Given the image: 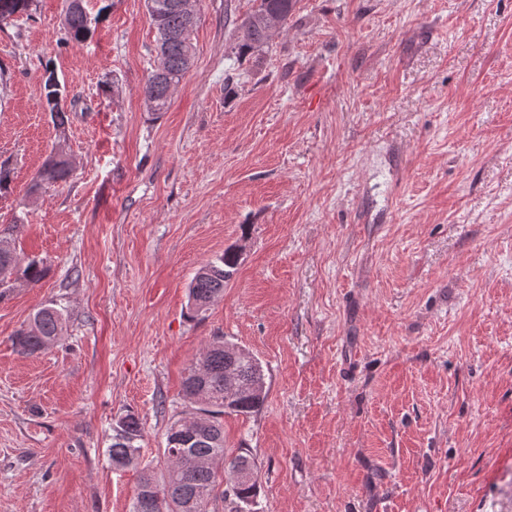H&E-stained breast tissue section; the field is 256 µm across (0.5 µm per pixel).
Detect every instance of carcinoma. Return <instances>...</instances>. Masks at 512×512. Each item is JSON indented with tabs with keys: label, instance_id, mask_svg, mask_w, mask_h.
<instances>
[{
	"label": "carcinoma",
	"instance_id": "1",
	"mask_svg": "<svg viewBox=\"0 0 512 512\" xmlns=\"http://www.w3.org/2000/svg\"><path fill=\"white\" fill-rule=\"evenodd\" d=\"M175 0H147L149 17L157 32V48L162 50L164 72L149 75L143 95L154 105L149 111L157 114L170 107L168 84L179 83L189 71L188 62L194 58L191 44L180 39L184 25L182 14L173 6ZM257 6L246 15L238 31V50L245 55L261 49L268 43L265 20L276 16L287 19L294 7V0H256ZM31 0H0V21L27 13ZM67 40L82 44L91 36V22L87 13L74 10L65 14ZM64 91L50 69L43 75V106L50 112L57 130L64 131L68 122V108L61 104ZM71 174V164L64 144L53 146L49 157L37 171L31 190L44 183L66 180ZM239 258L228 248L224 254L202 266L194 275L188 288L189 317L205 313L211 304L224 294V282L231 279ZM42 263L30 259L20 261L15 247L0 237V298L10 288L23 282L37 284L46 275ZM64 322L62 310L44 306L35 311L30 328L16 333L15 344L25 354L33 355L50 349L58 343ZM232 343L216 337L200 352L183 380L186 398L195 404L196 417L192 424L198 426L196 434L184 448L165 446L164 468L156 473L149 467L142 468L138 491L132 512H212L210 506L217 498L232 505L234 512H246L258 494V473L254 459L240 450L227 455L224 448V415H248L261 408L266 399L264 370L251 353H246L237 369L238 387L226 388L224 350ZM108 454L116 468L140 466V441L143 431L138 417L128 413L116 422ZM224 490H219V486Z\"/></svg>",
	"mask_w": 512,
	"mask_h": 512
}]
</instances>
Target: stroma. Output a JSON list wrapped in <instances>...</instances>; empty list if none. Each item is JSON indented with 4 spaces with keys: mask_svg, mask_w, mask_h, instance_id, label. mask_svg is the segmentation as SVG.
Listing matches in <instances>:
<instances>
[{
    "mask_svg": "<svg viewBox=\"0 0 512 512\" xmlns=\"http://www.w3.org/2000/svg\"><path fill=\"white\" fill-rule=\"evenodd\" d=\"M84 7L82 44L64 0L0 23V233L47 268L0 300V512H130L112 426L134 413L162 461L216 336L265 372L263 407L224 418L256 512H512V0H295L246 57L254 0H198L160 114L145 0ZM60 138L70 177L31 192ZM237 246L187 318L196 271ZM46 305L62 338L23 355ZM83 0L68 1L67 8L79 9L65 14L64 25L67 33V40L82 44L91 36V21H88ZM43 106L50 112L52 122L57 130L64 132L68 122V108L61 104L64 100V91L53 70L45 69L43 75ZM231 248L202 266L194 275L188 288V314L195 318L205 313L211 304L224 294V282L231 279L239 264Z\"/></svg>",
    "mask_w": 512,
    "mask_h": 512,
    "instance_id": "obj_1",
    "label": "stroma"
}]
</instances>
